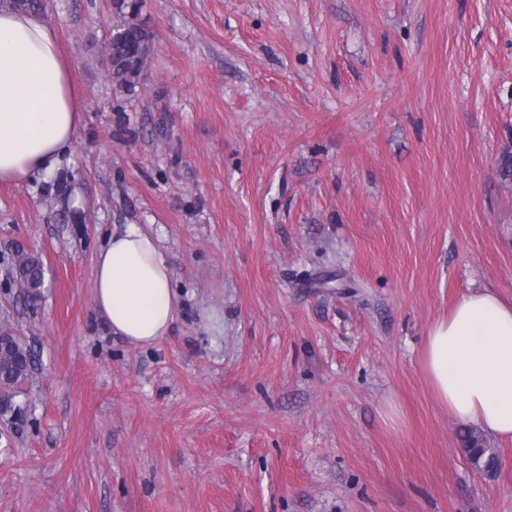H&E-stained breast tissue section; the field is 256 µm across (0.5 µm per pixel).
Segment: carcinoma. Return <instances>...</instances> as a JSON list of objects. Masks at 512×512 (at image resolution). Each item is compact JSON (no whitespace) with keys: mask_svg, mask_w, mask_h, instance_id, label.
Listing matches in <instances>:
<instances>
[{"mask_svg":"<svg viewBox=\"0 0 512 512\" xmlns=\"http://www.w3.org/2000/svg\"><path fill=\"white\" fill-rule=\"evenodd\" d=\"M115 9L122 21L112 33L108 64L115 92L127 97L133 95L140 84L155 33L148 19L142 17V0H115ZM18 275L21 286L26 289V298L36 300L43 286L42 265L34 259H22ZM35 361L34 352L27 344L17 336L4 333V344H0V390L9 392L27 380ZM467 443L472 466L481 472H494L497 459L485 457L486 449L481 441L470 435Z\"/></svg>","mask_w":512,"mask_h":512,"instance_id":"cac0c4a2","label":"carcinoma"}]
</instances>
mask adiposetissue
<instances>
[{
    "mask_svg": "<svg viewBox=\"0 0 512 512\" xmlns=\"http://www.w3.org/2000/svg\"><path fill=\"white\" fill-rule=\"evenodd\" d=\"M83 120L55 26L0 8V182L51 173ZM94 310L138 345L167 336L177 316L159 237L138 224L113 232L93 268ZM423 368L458 423L512 441V303L490 290L461 298L429 330Z\"/></svg>",
    "mask_w": 512,
    "mask_h": 512,
    "instance_id": "1",
    "label": "adipose tissue"
}]
</instances>
